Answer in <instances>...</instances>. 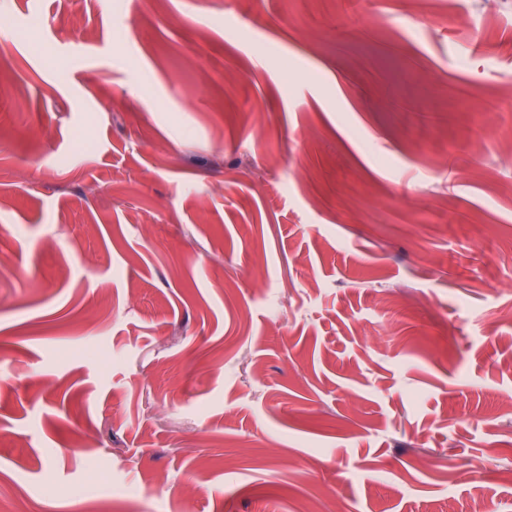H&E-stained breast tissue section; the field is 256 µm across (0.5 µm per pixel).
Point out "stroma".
<instances>
[{
  "label": "stroma",
  "mask_w": 512,
  "mask_h": 512,
  "mask_svg": "<svg viewBox=\"0 0 512 512\" xmlns=\"http://www.w3.org/2000/svg\"><path fill=\"white\" fill-rule=\"evenodd\" d=\"M501 252L512 0H0L1 502L512 512Z\"/></svg>",
  "instance_id": "35a3bbf8"
}]
</instances>
